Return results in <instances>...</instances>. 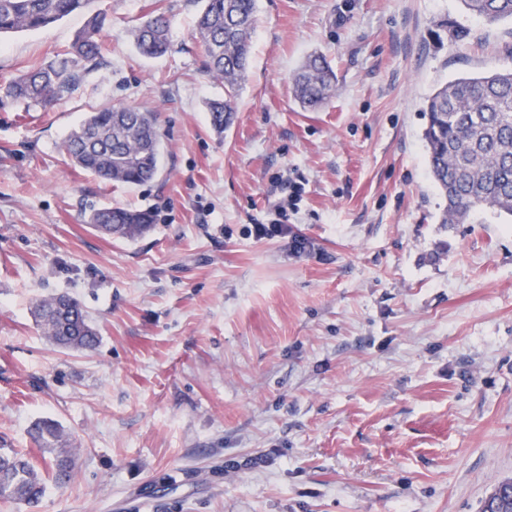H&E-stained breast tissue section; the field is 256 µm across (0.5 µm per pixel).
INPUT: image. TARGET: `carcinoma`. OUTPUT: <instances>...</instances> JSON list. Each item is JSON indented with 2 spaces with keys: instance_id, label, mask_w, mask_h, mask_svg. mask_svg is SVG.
Masks as SVG:
<instances>
[{
  "instance_id": "cac0c4a2",
  "label": "carcinoma",
  "mask_w": 512,
  "mask_h": 512,
  "mask_svg": "<svg viewBox=\"0 0 512 512\" xmlns=\"http://www.w3.org/2000/svg\"><path fill=\"white\" fill-rule=\"evenodd\" d=\"M93 0H0V36L37 30L84 11ZM193 38L205 53V69L224 85V98L206 104L212 128L221 132L232 120L234 102L245 80L255 31L256 0H201ZM465 10L488 23L512 19V0H461ZM104 13L91 14L69 48L34 66L5 88L16 100L43 109L72 96L85 75L102 65ZM137 51L148 58L171 49L169 22L161 13L130 30ZM336 74L322 54H312L293 78L294 97L317 109L331 97ZM429 122L422 138L430 176L445 205L439 223L464 224L476 214L512 218V69L459 76L437 87L425 100ZM64 154L97 178L128 185L153 181L159 170L161 133L155 112L102 107L86 113L63 141ZM95 230L135 236L151 227V215L104 207L88 219ZM32 314L43 335L66 351H90L100 337L80 302L69 295L38 299ZM40 450L52 455L42 471L33 457L0 445V504L33 507L47 486L70 485L76 454L66 445L59 423L35 422L30 431Z\"/></svg>"
}]
</instances>
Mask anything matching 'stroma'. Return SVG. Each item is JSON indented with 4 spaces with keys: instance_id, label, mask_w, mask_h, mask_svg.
Wrapping results in <instances>:
<instances>
[{
    "instance_id": "35a3bbf8",
    "label": "stroma",
    "mask_w": 512,
    "mask_h": 512,
    "mask_svg": "<svg viewBox=\"0 0 512 512\" xmlns=\"http://www.w3.org/2000/svg\"><path fill=\"white\" fill-rule=\"evenodd\" d=\"M103 66L50 111L0 101V441L58 421L76 476L0 512H481L512 478V220L441 226L425 98L512 68V21L460 0H257L231 125L192 39L199 0H99ZM162 9L173 49L128 37ZM65 18L0 41V87L68 46ZM472 32L452 39L451 27ZM314 53L322 107L291 79ZM152 109L156 179L107 184L62 151L85 113ZM300 190L257 238L275 186ZM151 212L106 236L102 207ZM77 298L100 333L63 351L31 314ZM336 74L322 54H312L293 78L294 97L305 108L317 109L331 97Z\"/></svg>"
}]
</instances>
